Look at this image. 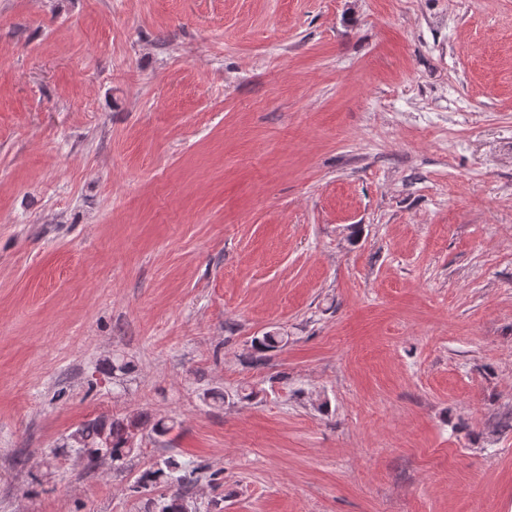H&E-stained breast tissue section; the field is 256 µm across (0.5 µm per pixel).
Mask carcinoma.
I'll use <instances>...</instances> for the list:
<instances>
[{
	"label": "carcinoma",
	"instance_id": "carcinoma-1",
	"mask_svg": "<svg viewBox=\"0 0 512 512\" xmlns=\"http://www.w3.org/2000/svg\"><path fill=\"white\" fill-rule=\"evenodd\" d=\"M288 344V334L279 330L267 331L252 342L258 353L273 351ZM150 427L155 438L166 437L174 421L150 419L141 414L124 418H94L77 426L68 435V445L88 470H96L109 458L113 471L127 469L136 450L138 436ZM205 467L184 461L175 455L164 456L143 469L134 488L142 494L140 512H186L193 498V489Z\"/></svg>",
	"mask_w": 512,
	"mask_h": 512
}]
</instances>
